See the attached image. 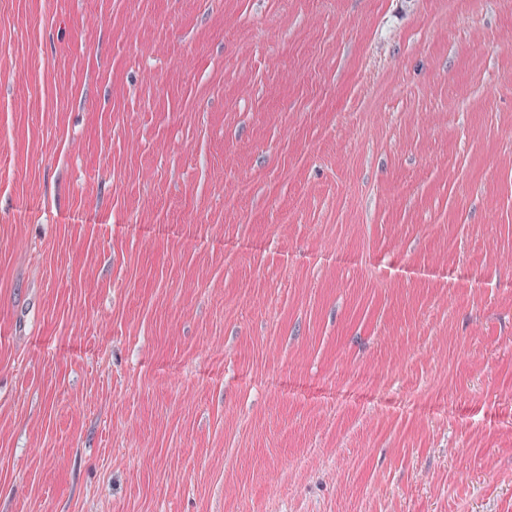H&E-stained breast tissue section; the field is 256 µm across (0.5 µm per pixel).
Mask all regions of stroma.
I'll return each mask as SVG.
<instances>
[{
	"label": "stroma",
	"instance_id": "35a3bbf8",
	"mask_svg": "<svg viewBox=\"0 0 512 512\" xmlns=\"http://www.w3.org/2000/svg\"><path fill=\"white\" fill-rule=\"evenodd\" d=\"M512 0H0V512H512Z\"/></svg>",
	"mask_w": 512,
	"mask_h": 512
}]
</instances>
